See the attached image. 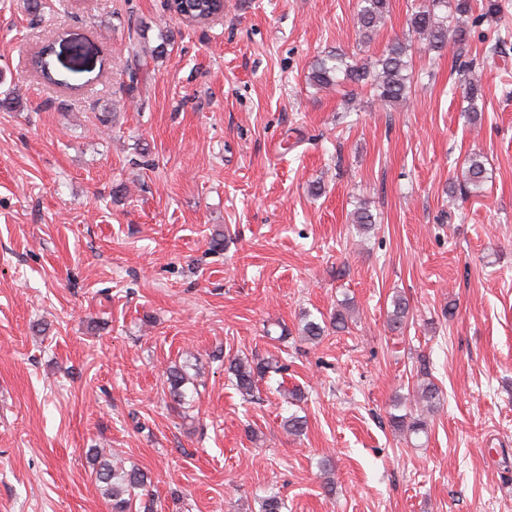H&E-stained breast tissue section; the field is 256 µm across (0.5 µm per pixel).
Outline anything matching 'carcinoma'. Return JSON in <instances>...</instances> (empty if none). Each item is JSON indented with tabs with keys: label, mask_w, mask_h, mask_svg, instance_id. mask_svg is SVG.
<instances>
[{
	"label": "carcinoma",
	"mask_w": 512,
	"mask_h": 512,
	"mask_svg": "<svg viewBox=\"0 0 512 512\" xmlns=\"http://www.w3.org/2000/svg\"><path fill=\"white\" fill-rule=\"evenodd\" d=\"M388 0H360L356 16V28L360 36L369 39L377 30L388 11ZM221 8L215 0H194L183 6V12L192 19V23L201 25ZM472 12V0H429V5L418 8L410 18L412 30L422 36L429 50L440 52L446 46L448 37L455 43L465 41V30L460 23L462 16ZM34 66L42 78L51 83L59 82L55 78L53 66V46L47 45L37 51ZM462 73L461 85L469 100L467 109L469 120L478 121L476 101L480 91L479 80L472 70L463 66L458 69ZM308 82L320 89L341 86L351 83L356 87L373 92L377 99L386 104L406 99L413 80L412 57L409 46L402 41H395L386 47L384 53L374 64H358L349 61V56L339 50H330L318 57L307 76ZM487 181L486 168L481 156L473 154L462 172L459 182L461 194H479ZM409 316V307L404 299L393 301L391 324L398 327ZM272 369L280 370L270 358H253L230 360L228 370L233 375L236 390L245 398L253 396L259 380ZM191 380L186 366L174 364L166 370V384L170 398L180 403L186 399L185 386ZM439 398L438 388L433 383L421 386L418 404L420 411L430 410ZM94 480L102 496L109 502L111 512H136L137 494L135 490L145 487L148 475L133 467L129 470L119 468L106 458L102 449L95 450Z\"/></svg>",
	"instance_id": "1"
}]
</instances>
